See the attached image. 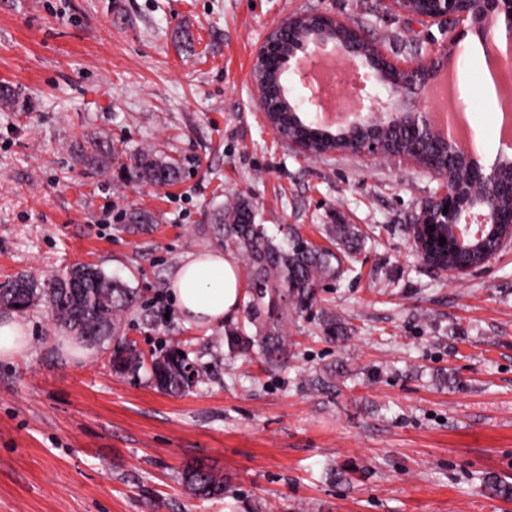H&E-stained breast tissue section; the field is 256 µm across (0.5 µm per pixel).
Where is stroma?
Here are the masks:
<instances>
[{"instance_id": "35a3bbf8", "label": "stroma", "mask_w": 512, "mask_h": 512, "mask_svg": "<svg viewBox=\"0 0 512 512\" xmlns=\"http://www.w3.org/2000/svg\"><path fill=\"white\" fill-rule=\"evenodd\" d=\"M328 13L402 66L425 59L437 26L386 0H0V282L100 266L140 294L125 336L143 353L179 344L208 368L181 397L147 372L117 377L112 342L67 347L38 304L18 317L21 355L0 360V512H512L482 485L512 484V241L451 279L416 252L410 228L442 189L412 162L307 156L260 114L252 64L280 21ZM486 61L463 42L451 65L485 163L501 150L481 103ZM177 158V183H118L83 165L76 142ZM246 192L270 229L314 244L326 224L366 241L352 273L322 292L353 332L326 342L293 315L287 366L212 357L223 328L189 324L170 293L187 255L216 249L213 213ZM145 210L148 231L121 215ZM344 365L330 389L308 381ZM223 474V498L189 495L181 471ZM340 478L330 480L327 469Z\"/></svg>"}]
</instances>
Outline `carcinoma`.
Instances as JSON below:
<instances>
[{"label": "carcinoma", "mask_w": 512, "mask_h": 512, "mask_svg": "<svg viewBox=\"0 0 512 512\" xmlns=\"http://www.w3.org/2000/svg\"><path fill=\"white\" fill-rule=\"evenodd\" d=\"M115 147L93 137L81 149L80 160L89 166L106 169L112 164ZM167 184L177 182L181 169L176 159L152 149L134 153L122 164L121 180L129 184L156 185L159 177ZM151 213L142 210L128 214L125 228L144 231L155 223ZM325 232L331 247H316L286 225L277 233L256 223L251 200L240 194L219 215L217 242L246 270L242 297L244 321L224 329L220 341L232 359L247 363L258 357L267 363L287 357L288 313L312 308L317 290L334 282L342 274L340 255L359 249L361 234L352 224H328ZM43 301L56 324L75 337L95 343L110 339L114 343L110 359L112 371L119 376L134 375L145 367V357L136 344L123 336L122 325L135 306V289L92 265H75L63 275L39 284L18 276L8 288H0V308L17 313ZM323 336L336 342L350 334V328L331 310L320 312ZM148 372L164 393L181 396L203 382L199 370L178 350L150 354ZM181 481L191 495L222 498L224 476L203 466L186 467Z\"/></svg>", "instance_id": "cac0c4a2"}]
</instances>
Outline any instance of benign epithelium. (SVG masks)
Returning a JSON list of instances; mask_svg holds the SVG:
<instances>
[{"mask_svg":"<svg viewBox=\"0 0 512 512\" xmlns=\"http://www.w3.org/2000/svg\"><path fill=\"white\" fill-rule=\"evenodd\" d=\"M425 8L419 19L428 24L447 23L443 30L448 35L442 43L434 46L427 57L418 65L406 69L407 83L401 84L382 99L370 96L369 112L377 111L375 105L382 102V111L393 113L391 124L403 126L411 136L402 142L398 157L417 161L419 141L427 139L448 155V159L464 160L475 176L468 187H452L447 184L444 169L437 165H425L423 170L444 181L443 189L426 207L412 226V241L415 250L431 265L460 276L474 266L450 264L439 256V236L435 235L433 224L444 226L443 237L453 250H474L482 255L481 264L489 262L502 244L512 238V209L501 211L496 205L502 194L512 197V180L498 178L499 163L485 165L473 156L451 135H444L433 128L430 114L418 106V94L437 83L448 69V48H457L466 41L476 39L485 44L492 39L491 26L496 22L503 25L507 52H512V0H424ZM346 33L336 39L329 33L336 31V19L327 14L299 15L274 26L253 59V66L263 70L262 82L255 84L258 100L269 129L279 138L295 146L299 151L314 153V143L306 138L287 137L279 131L272 117L282 111L274 75L283 66L294 63L292 74L295 81L306 89L308 95L295 105L288 107L293 113L301 109L321 112V102L311 84L304 63L320 53L323 47L333 45L336 56L350 62L365 60L375 77L391 81L390 72L395 63L381 51L366 49L368 40L362 31L350 24H344ZM346 131L344 143L348 151L366 156L378 157L385 154L386 138L383 129L373 120L365 119L361 112L343 127Z\"/></svg>","mask_w":512,"mask_h":512,"instance_id":"obj_1","label":"benign epithelium"}]
</instances>
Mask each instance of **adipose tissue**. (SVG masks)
Here are the masks:
<instances>
[{
	"mask_svg": "<svg viewBox=\"0 0 512 512\" xmlns=\"http://www.w3.org/2000/svg\"><path fill=\"white\" fill-rule=\"evenodd\" d=\"M171 295L188 323L222 325L232 320L240 305L237 266L219 251L187 256L173 274Z\"/></svg>",
	"mask_w": 512,
	"mask_h": 512,
	"instance_id": "obj_1",
	"label": "adipose tissue"
}]
</instances>
